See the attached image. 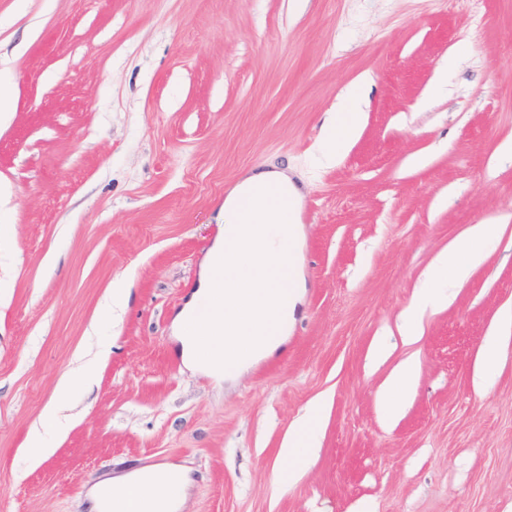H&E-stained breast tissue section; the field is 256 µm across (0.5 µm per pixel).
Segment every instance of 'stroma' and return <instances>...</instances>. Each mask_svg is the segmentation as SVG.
Returning <instances> with one entry per match:
<instances>
[{"label":"stroma","instance_id":"stroma-1","mask_svg":"<svg viewBox=\"0 0 512 512\" xmlns=\"http://www.w3.org/2000/svg\"><path fill=\"white\" fill-rule=\"evenodd\" d=\"M365 78L359 137L314 167L325 115ZM0 86V512H88L99 477L166 462L192 469L187 512H512V339L473 381L512 310V0H0ZM250 170L304 196L306 288L280 346L218 381L183 366L172 320ZM474 224L498 242L404 341ZM80 360L96 385L59 430L43 411ZM407 361L389 421L377 396ZM316 398V449L278 486ZM505 324H508V326L512 324V315L511 321L508 315L505 317ZM504 325L488 337L480 353L475 370V382L478 387L482 385L488 375L497 369L502 360L503 347L509 338V336L503 334L506 329V325ZM322 402L312 401L307 412L297 419L280 448V467L278 482L284 483V477L288 476V482L299 476L298 462L302 460L312 449L313 441L320 427L322 415Z\"/></svg>","mask_w":512,"mask_h":512}]
</instances>
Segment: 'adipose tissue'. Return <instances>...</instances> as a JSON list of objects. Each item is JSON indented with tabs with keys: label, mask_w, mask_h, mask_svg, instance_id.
I'll return each instance as SVG.
<instances>
[{
	"label": "adipose tissue",
	"mask_w": 512,
	"mask_h": 512,
	"mask_svg": "<svg viewBox=\"0 0 512 512\" xmlns=\"http://www.w3.org/2000/svg\"><path fill=\"white\" fill-rule=\"evenodd\" d=\"M362 120L361 96L355 90H347L335 112L330 113L326 120V134L315 156L316 164H335L338 156L353 142ZM498 237L497 225L475 224L450 244L448 253L437 258L417 290L414 304L402 325L404 338L418 335L423 312L447 303L451 288L482 262ZM413 376V364L403 363L380 391L378 400L385 419H396L402 412ZM322 409L321 401H312L307 412L289 429L280 450V476L298 477V463L313 447ZM190 483L189 473L184 467L173 463L152 464L101 480L90 490L88 497L92 512H109V504L104 497L108 490L122 495L132 512H183Z\"/></svg>",
	"instance_id": "1"
}]
</instances>
